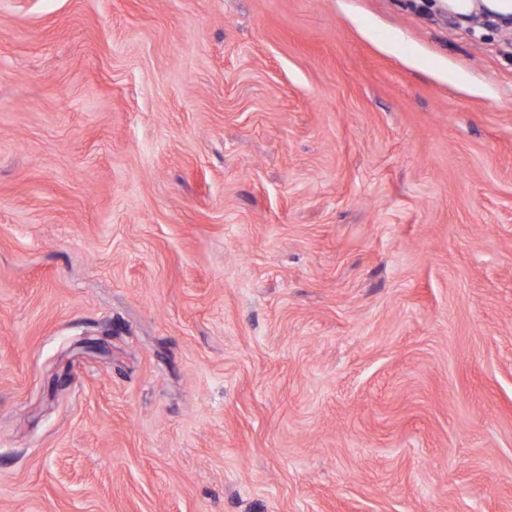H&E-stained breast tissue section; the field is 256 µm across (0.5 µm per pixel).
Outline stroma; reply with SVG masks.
Listing matches in <instances>:
<instances>
[{"label":"stroma","instance_id":"35a3bbf8","mask_svg":"<svg viewBox=\"0 0 512 512\" xmlns=\"http://www.w3.org/2000/svg\"><path fill=\"white\" fill-rule=\"evenodd\" d=\"M0 512H512V33L0 0Z\"/></svg>","mask_w":512,"mask_h":512}]
</instances>
